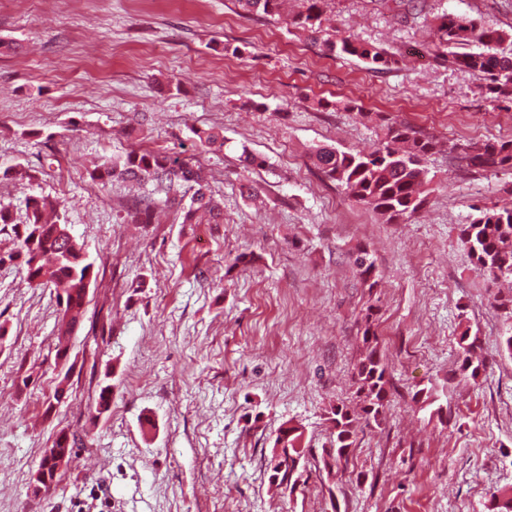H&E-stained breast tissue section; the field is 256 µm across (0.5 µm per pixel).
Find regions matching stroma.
<instances>
[{
  "mask_svg": "<svg viewBox=\"0 0 512 512\" xmlns=\"http://www.w3.org/2000/svg\"><path fill=\"white\" fill-rule=\"evenodd\" d=\"M236 0H0V206L59 199L95 263L66 399L49 410L58 292L0 265V512H486L512 484V297L459 240L478 207L512 203V168H470L455 143L512 140V100L438 55L433 22L512 31V0H329L324 30L387 50L382 71L325 56L291 24ZM439 144L425 204L395 222L351 201L311 162L320 145L372 151L387 120ZM218 127L224 148L196 130ZM132 150L200 166L220 224L128 211L152 184L101 185L94 164ZM264 166L243 168L242 151ZM257 187V198L242 188ZM367 249L377 274L353 264ZM375 306L388 365L381 424L358 421L348 463L321 462L329 411L353 404L359 331ZM484 370L455 376L462 331ZM111 391L99 412L102 388ZM430 390L433 403L415 399ZM311 449L296 491L270 484L280 428ZM82 438L50 489L30 484L59 431Z\"/></svg>",
  "mask_w": 512,
  "mask_h": 512,
  "instance_id": "35a3bbf8",
  "label": "stroma"
}]
</instances>
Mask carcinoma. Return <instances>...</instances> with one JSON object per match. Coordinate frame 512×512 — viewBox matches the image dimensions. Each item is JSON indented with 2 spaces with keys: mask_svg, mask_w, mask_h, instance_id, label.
<instances>
[{
  "mask_svg": "<svg viewBox=\"0 0 512 512\" xmlns=\"http://www.w3.org/2000/svg\"><path fill=\"white\" fill-rule=\"evenodd\" d=\"M246 16H275L281 0H236ZM306 10L292 21L314 40L323 32L324 0H307ZM438 49L452 65L486 81V90L494 98L512 95V33L499 31L475 19L444 14L437 25ZM476 49L461 52L463 46ZM330 56H352L374 70L391 64L390 56L382 49L350 37H331L321 42ZM195 135L206 147L219 150L224 147L221 130H197ZM435 148V142L416 135L409 126L390 121L384 126L380 144L371 152L340 151L331 146L317 148L311 156L313 164L325 176L345 187L350 199L367 206L389 221L411 215L425 200L428 171L425 160ZM461 159L472 168L491 171L512 167V140L486 141L481 144L456 145ZM93 181L135 180L154 182L165 198H146L130 214L136 224H152L161 206L180 208L184 224H219L224 220L207 179L194 164L159 151H132L123 158L105 159L90 172ZM192 191L190 202L182 204L187 191ZM61 202L49 196H32L27 202L26 219L14 223L9 210L0 207V232L11 227L13 248L0 252V264L21 266L30 285L36 287L61 286L63 316L58 327L56 357L66 367L63 379H68L73 365L68 363V343L80 329L85 315L88 288L96 281L94 263L88 261L83 245L71 235L68 224L61 221L58 211ZM460 241L476 267L491 282L512 278V205H492L477 209V215L461 226ZM358 275L369 287L377 284L375 264L365 250H360L353 261ZM372 307L363 316L362 342L364 352L354 368L357 384L358 412L345 404L331 407L334 437L331 447L336 449L335 466L347 462L355 440L356 416L365 421L380 423L385 417L389 391L387 367L379 349L378 336L373 329ZM477 338L460 336L461 363L459 373L464 378L476 379L484 367L475 356ZM76 441L61 435L54 443L59 453L67 457L70 466L76 456ZM278 451L270 461L278 472L277 485L294 490L303 476L299 465L307 446L302 427L290 425L280 429L274 443ZM487 512H512V487L495 490L490 495Z\"/></svg>",
  "mask_w": 512,
  "mask_h": 512,
  "instance_id": "1",
  "label": "carcinoma"
}]
</instances>
